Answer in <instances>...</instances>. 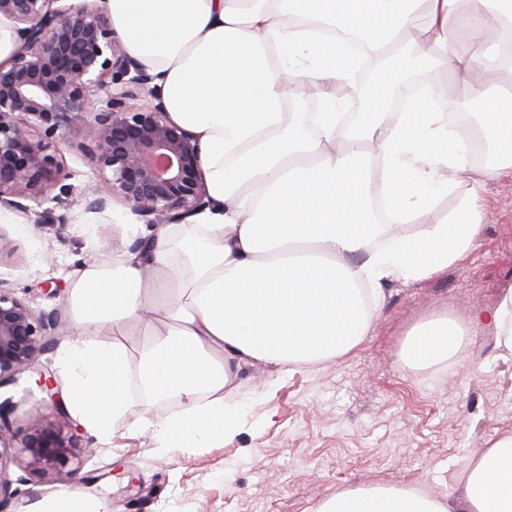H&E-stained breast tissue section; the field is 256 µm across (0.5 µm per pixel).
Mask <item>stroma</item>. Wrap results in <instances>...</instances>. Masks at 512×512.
Segmentation results:
<instances>
[{
	"label": "stroma",
	"instance_id": "1",
	"mask_svg": "<svg viewBox=\"0 0 512 512\" xmlns=\"http://www.w3.org/2000/svg\"><path fill=\"white\" fill-rule=\"evenodd\" d=\"M91 123L77 126L60 154L68 195L49 189L26 210H0V280L38 311L61 317L55 344L37 367L65 377L58 357L78 332L69 284L83 266L128 254L147 227L120 202L99 213L87 203L98 182L84 148ZM472 164L427 215L436 224L454 211L475 182H482L487 219L480 244L468 260L414 285L393 284L369 336L338 359L277 368L242 366L232 383L245 426L227 445L212 443L160 455L155 423L174 411L175 400L136 411L113 426L111 444L96 441L59 397L63 417L77 437L68 465L35 468L26 454L7 465L12 493L0 512H37L40 501L69 488L104 498L113 512H312L337 491L401 483L458 503L462 474L471 455L500 435L512 434V361L504 360L495 336H472L457 359L423 371L403 368L399 352L407 332L432 314L461 320L494 308L512 286V177L483 181ZM111 227L108 239L97 228ZM55 280L57 296L39 294L37 282ZM46 398L32 370L0 384V411L7 425L0 439L18 444L30 414Z\"/></svg>",
	"mask_w": 512,
	"mask_h": 512
}]
</instances>
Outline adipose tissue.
<instances>
[{
    "label": "adipose tissue",
    "instance_id": "ef3b65f1",
    "mask_svg": "<svg viewBox=\"0 0 512 512\" xmlns=\"http://www.w3.org/2000/svg\"><path fill=\"white\" fill-rule=\"evenodd\" d=\"M96 2L127 52L159 75L171 119L197 135L212 204L73 282L88 336L60 355L68 404L107 443L137 404L173 397L179 409L154 427L160 454L228 441L244 427L224 400L236 368L341 357L368 336L384 285L430 280L478 247L487 218L479 188L447 222L424 218L470 169V134L449 124V110L480 98L477 132L502 149L483 177L512 174V59L503 43L512 0ZM292 15L309 26H288ZM320 24L356 35L382 60L410 37L416 64L466 74L477 95L456 93L443 110L413 98L394 113L386 84L361 93V118L347 124L332 88L352 81V49L320 37ZM309 90L318 111L286 116ZM377 193L390 223L372 214ZM409 223L418 231H406ZM130 323L147 338L135 368L118 340ZM480 326L512 355L511 288L483 322L445 312L419 322L399 362L421 370L453 361ZM463 482L464 512H512V434L476 451ZM313 512L449 509L416 488L371 486L337 492Z\"/></svg>",
    "mask_w": 512,
    "mask_h": 512
}]
</instances>
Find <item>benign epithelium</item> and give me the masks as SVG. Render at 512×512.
<instances>
[{
  "label": "benign epithelium",
  "instance_id": "7a95c632",
  "mask_svg": "<svg viewBox=\"0 0 512 512\" xmlns=\"http://www.w3.org/2000/svg\"><path fill=\"white\" fill-rule=\"evenodd\" d=\"M0 16L18 34L16 51L0 62V206L24 210L19 199L57 184L62 169L49 150L86 121L99 173L88 210L117 200L151 229L184 224L211 205L197 135L170 118L157 76L126 52L93 4L0 0ZM58 326L57 311H35L0 281V383L31 368ZM35 383L56 404L52 373L38 371ZM73 441L58 420L37 413L20 447L35 468H63Z\"/></svg>",
  "mask_w": 512,
  "mask_h": 512
}]
</instances>
